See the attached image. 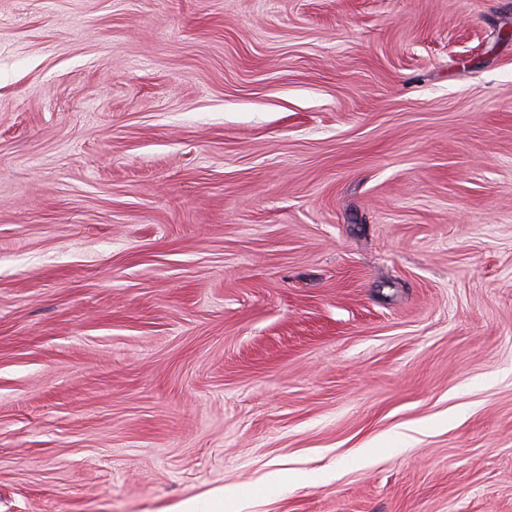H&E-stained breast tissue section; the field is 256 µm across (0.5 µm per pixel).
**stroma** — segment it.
<instances>
[{
  "label": "stroma",
  "mask_w": 512,
  "mask_h": 512,
  "mask_svg": "<svg viewBox=\"0 0 512 512\" xmlns=\"http://www.w3.org/2000/svg\"><path fill=\"white\" fill-rule=\"evenodd\" d=\"M512 0H0V512H512Z\"/></svg>",
  "instance_id": "35a3bbf8"
}]
</instances>
